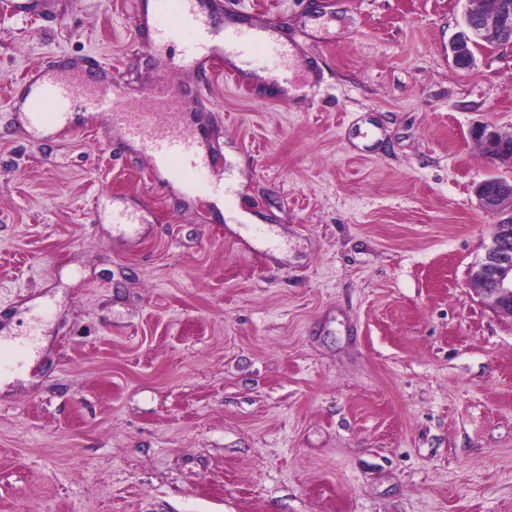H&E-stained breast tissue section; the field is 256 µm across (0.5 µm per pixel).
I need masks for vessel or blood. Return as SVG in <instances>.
<instances>
[{
  "mask_svg": "<svg viewBox=\"0 0 512 512\" xmlns=\"http://www.w3.org/2000/svg\"><path fill=\"white\" fill-rule=\"evenodd\" d=\"M158 14L173 18L177 27L193 31L194 40L182 57L183 63L190 66L204 58L242 56L270 43L264 30L257 28H231L225 30L223 37H215L193 0H158ZM30 88L33 97L29 119L34 125L61 124L70 105L77 102L89 112L116 109L122 117L126 139L139 143L152 158L165 160L170 172L185 175L198 168L201 136L184 124L179 99L170 84L158 83L145 89L130 110L119 108L121 95L115 83L93 74L76 78L44 69L32 78ZM25 351V344L0 337V370L8 365L22 367Z\"/></svg>",
  "mask_w": 512,
  "mask_h": 512,
  "instance_id": "obj_1",
  "label": "vessel or blood"
}]
</instances>
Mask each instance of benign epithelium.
Instances as JSON below:
<instances>
[{
    "label": "benign epithelium",
    "mask_w": 512,
    "mask_h": 512,
    "mask_svg": "<svg viewBox=\"0 0 512 512\" xmlns=\"http://www.w3.org/2000/svg\"><path fill=\"white\" fill-rule=\"evenodd\" d=\"M492 0H466L465 28L470 35L479 38L508 30L509 20L495 11H486L483 4ZM475 139L484 150H491L502 134L492 125H484L474 130ZM483 181L477 185L475 195L487 210L500 216L491 226L490 241L485 246L483 257L471 267L470 286L474 293L491 301L494 308L512 317V247L508 239L512 237V187L502 188L491 194Z\"/></svg>",
    "instance_id": "benign-epithelium-1"
}]
</instances>
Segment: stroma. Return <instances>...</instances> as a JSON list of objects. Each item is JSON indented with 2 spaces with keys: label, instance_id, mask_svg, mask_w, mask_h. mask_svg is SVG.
<instances>
[{
  "label": "stroma",
  "instance_id": "obj_1",
  "mask_svg": "<svg viewBox=\"0 0 512 512\" xmlns=\"http://www.w3.org/2000/svg\"><path fill=\"white\" fill-rule=\"evenodd\" d=\"M147 3L0 14V336L37 335L0 512H512V318L469 284L512 49L452 64L465 0H202L276 42L203 77ZM92 55L186 93L205 165L110 112L32 133L25 74Z\"/></svg>",
  "mask_w": 512,
  "mask_h": 512
}]
</instances>
